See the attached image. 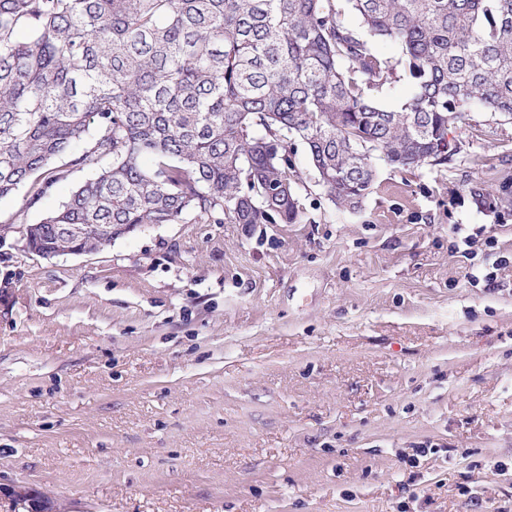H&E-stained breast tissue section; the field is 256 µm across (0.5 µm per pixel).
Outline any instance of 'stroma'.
Listing matches in <instances>:
<instances>
[{
  "mask_svg": "<svg viewBox=\"0 0 512 512\" xmlns=\"http://www.w3.org/2000/svg\"><path fill=\"white\" fill-rule=\"evenodd\" d=\"M445 168L379 163L355 210L303 171L298 224H147L45 258L0 199V512H512V124ZM481 234L475 258L456 253ZM501 259L494 285L481 277ZM495 196L484 192L482 188H474L471 191L474 202L478 207L496 211L500 207L512 209V181H504L499 186Z\"/></svg>",
  "mask_w": 512,
  "mask_h": 512,
  "instance_id": "obj_1",
  "label": "stroma"
}]
</instances>
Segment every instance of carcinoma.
Returning <instances> with one entry per match:
<instances>
[{"label": "carcinoma", "mask_w": 512, "mask_h": 512, "mask_svg": "<svg viewBox=\"0 0 512 512\" xmlns=\"http://www.w3.org/2000/svg\"><path fill=\"white\" fill-rule=\"evenodd\" d=\"M469 112L512 115V0H0V198L28 183L34 206L79 146L75 166L112 159L27 228L44 256L190 214L297 224L300 152L354 210L378 160L448 166ZM471 194L512 208L511 180Z\"/></svg>", "instance_id": "1"}]
</instances>
